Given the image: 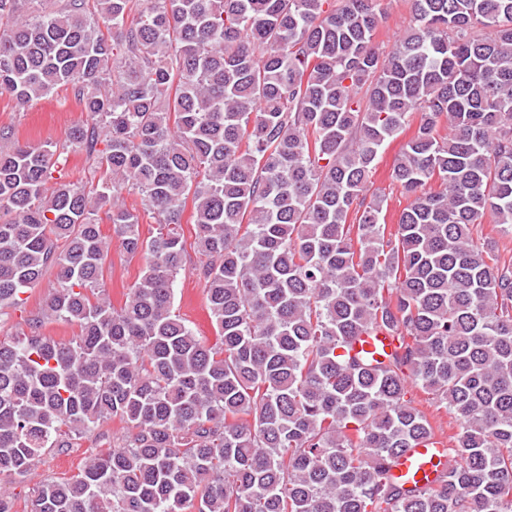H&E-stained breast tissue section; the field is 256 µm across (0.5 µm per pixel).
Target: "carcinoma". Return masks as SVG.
Wrapping results in <instances>:
<instances>
[{"mask_svg": "<svg viewBox=\"0 0 512 512\" xmlns=\"http://www.w3.org/2000/svg\"><path fill=\"white\" fill-rule=\"evenodd\" d=\"M380 2L0 0V90L70 86L112 175L50 189L62 151L0 128V312L56 281L0 340V478L122 424L29 512H512V259L473 236L512 228V0H409L386 52ZM188 200L213 343L175 310ZM101 212L146 260L119 307ZM412 383L459 423L434 488L389 477L435 435ZM412 134V129H407L388 141L381 152L377 173L373 179L371 191L384 196L388 203V227L396 228L397 215L399 210L405 205L404 198L401 197L400 188H398L390 178V172L395 158L400 153L403 145L408 141ZM393 225V226H390ZM54 287L55 281L53 274L46 275L38 285L32 288L27 294L22 295V298L27 297V300L21 310L10 309L8 310V316L1 315L0 339H9L21 329L26 330L24 320L27 317L37 314L43 300Z\"/></svg>", "mask_w": 512, "mask_h": 512, "instance_id": "cac0c4a2", "label": "carcinoma"}]
</instances>
